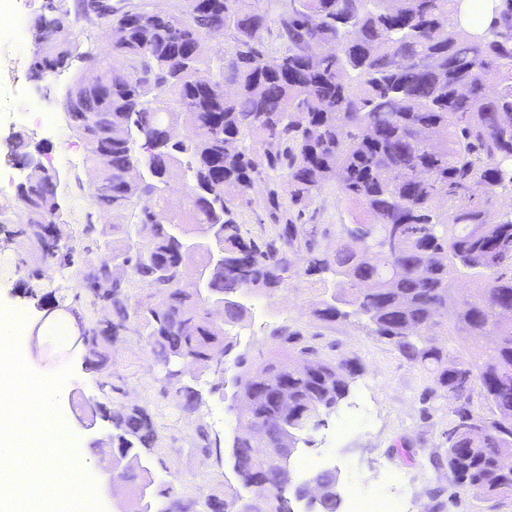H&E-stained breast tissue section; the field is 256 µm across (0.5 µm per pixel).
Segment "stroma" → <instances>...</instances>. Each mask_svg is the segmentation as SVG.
<instances>
[{"label":"stroma","mask_w":512,"mask_h":512,"mask_svg":"<svg viewBox=\"0 0 512 512\" xmlns=\"http://www.w3.org/2000/svg\"><path fill=\"white\" fill-rule=\"evenodd\" d=\"M31 58L30 40L15 44L0 39V172L11 177L0 189V317L21 325L17 340L23 359L34 371L51 375L72 366L59 405L69 438L77 446L89 444L88 434L76 420L84 401L93 400L114 411L145 408L158 432L149 453L155 488L170 483L184 496L227 497L235 483L228 465L201 453L196 441L201 427L223 443L237 431L232 389L211 392L208 374L186 364L183 381L202 397L197 411L187 413L178 407L173 391L163 389L159 369L139 336L122 337L115 345L112 366L93 372L85 368L71 343L61 342L54 332L37 325L42 306L50 302L61 306L57 318H65L66 308L72 307L90 324L104 322L110 311L93 303L75 266L58 261L41 266L34 261L27 240L19 233L23 215L16 189L25 170L13 163L6 144L16 133L26 134L31 144L41 146L43 165L62 173L58 201L65 246H82L86 224H115L119 218L94 205L83 142L65 120L63 96L78 76V68L38 82L29 73ZM37 108L52 114L53 130H43L30 121V112ZM306 266V253H298L297 275L287 289L269 296H247L251 314L238 330L241 350L257 364L270 356V331L286 322L322 357L348 360L358 369L335 411L302 431L297 456L330 458L329 468L337 472L343 495L353 489L365 494L381 492L396 479L427 502V512H512V496L488 499L452 484L447 466L437 464L436 458L445 451L455 401L429 399L428 374L407 362L392 344L367 335L357 319L333 324L316 319L312 311L325 293L322 284L305 276Z\"/></svg>","instance_id":"35a3bbf8"}]
</instances>
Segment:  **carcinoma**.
<instances>
[{
	"label": "carcinoma",
	"instance_id": "carcinoma-1",
	"mask_svg": "<svg viewBox=\"0 0 512 512\" xmlns=\"http://www.w3.org/2000/svg\"><path fill=\"white\" fill-rule=\"evenodd\" d=\"M67 3L52 0L55 12L30 21L43 39L31 76L49 79L75 55L91 60L98 83L76 79L79 111L101 117L99 128L87 133L77 120L71 128L84 143L94 204L125 219L85 226L83 250L94 258L77 275L96 302L111 261L130 270L112 288L111 322L100 328L74 314L86 367L107 369L118 337L133 333L162 382L175 387L178 407L192 412L200 394L177 380L178 363L208 371L211 350L223 348L236 368L241 430L223 449L204 428L197 434L203 453L236 460L226 512H245L248 500L256 512H294L286 492L305 498L308 485L280 471L282 438L289 433L299 445L298 432L336 408L356 368L321 357L286 324L268 336L276 355L255 365L236 351L232 332L247 318L243 296L283 288L295 276L293 256L304 251V274L339 287L313 311L316 319L365 321L369 335L429 374L430 398L456 397L446 437L453 485L484 497L512 488V470L500 468L512 457V209L488 220L497 194L512 192V0H493L486 26L469 29L455 22L461 0H305L286 16L271 10L272 0H195L185 11L140 0L100 29L119 35L110 55L81 50L89 23ZM218 28L222 60L188 52V42ZM309 41L332 43L336 54L313 65L300 51ZM201 70L217 82L201 83ZM184 112L196 125L175 142L159 139L163 123ZM28 146L17 134L10 156L23 166L34 161ZM136 165L147 179H128ZM59 182L52 174L17 186L26 207L20 233L40 259L71 264L72 252L60 254V213L46 208ZM259 182L266 204L256 237L239 215ZM160 184L180 185L194 204L171 212ZM329 185L354 206L352 222L297 223ZM191 247L193 265L207 270L196 291L180 287ZM455 275L475 281L470 298L454 297ZM212 298L224 300L220 323L209 314ZM450 312L458 331L491 347L449 359L451 347L436 336ZM467 373L491 417L469 409ZM156 440L145 409L112 416V456L127 460L112 477L132 493L154 483L142 459ZM315 478L325 491L311 512H339L336 481L324 471ZM157 496V512H199L197 499L171 486Z\"/></svg>",
	"mask_w": 512,
	"mask_h": 512
}]
</instances>
